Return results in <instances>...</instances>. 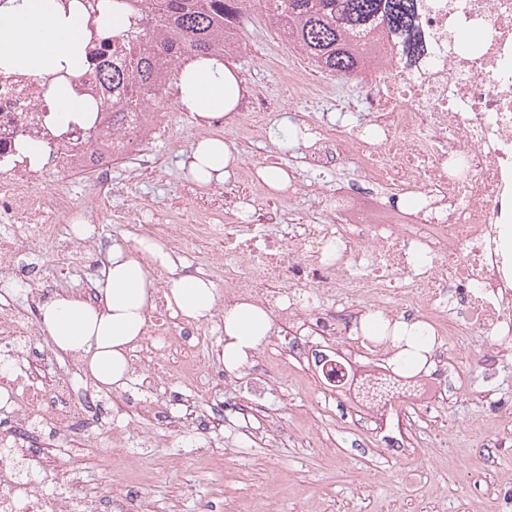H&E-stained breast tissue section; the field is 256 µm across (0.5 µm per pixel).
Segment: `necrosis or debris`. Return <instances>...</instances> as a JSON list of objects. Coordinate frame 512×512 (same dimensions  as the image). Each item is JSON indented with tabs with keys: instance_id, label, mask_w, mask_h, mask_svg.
Masks as SVG:
<instances>
[{
	"instance_id": "obj_1",
	"label": "necrosis or debris",
	"mask_w": 512,
	"mask_h": 512,
	"mask_svg": "<svg viewBox=\"0 0 512 512\" xmlns=\"http://www.w3.org/2000/svg\"><path fill=\"white\" fill-rule=\"evenodd\" d=\"M420 28L433 61L372 66L363 75L372 112L361 133L340 130L309 148L313 161L347 159L370 185L408 195V224H307L284 239L261 224H141L137 231L177 255L192 239L212 242L209 258L223 266L235 298L270 305L289 286L313 285L308 311L325 341L343 342L349 332L336 306L375 304L433 327L438 362L449 347L476 342L493 369L512 339V0H422ZM50 82L0 70V265L13 261L21 237L55 253L64 280L86 268L96 238L67 233L75 204L54 172L95 173L103 190L94 205L111 216L114 158L152 141L167 119L130 86L126 104L136 119L113 139L112 95L93 68L73 88L94 104V127L59 129L47 120ZM26 138L47 144L43 164L19 154ZM417 223L431 224L435 236L414 231ZM166 307L157 296L129 356L128 386L148 413L160 390L182 400L207 374L200 348L210 324H174ZM36 330L33 316L0 303V512H62L59 497L45 489L52 478L44 460L26 446L35 426L66 438L94 409L72 380L46 388L41 357L18 348ZM175 349L185 354L177 368L168 359Z\"/></svg>"
}]
</instances>
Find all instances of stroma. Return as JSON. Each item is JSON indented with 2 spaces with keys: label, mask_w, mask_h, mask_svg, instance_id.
<instances>
[{
  "label": "stroma",
  "mask_w": 512,
  "mask_h": 512,
  "mask_svg": "<svg viewBox=\"0 0 512 512\" xmlns=\"http://www.w3.org/2000/svg\"><path fill=\"white\" fill-rule=\"evenodd\" d=\"M228 64L242 86L234 112L202 123L162 102L169 127L150 146L147 163H113V184L128 185L132 194L113 197L112 211L128 213L127 221H106L88 206L89 177L56 174L79 204L80 219L97 229V259H104L113 238L136 241V216L145 210L167 224L202 216L238 224L247 202L272 215L268 232L280 238L293 224L331 223L324 200L344 189L357 192L356 207L374 219L403 223L407 198L390 208L358 170L313 163L306 151L308 140L334 135L337 127L356 134L370 111L361 78L312 66L286 44L258 2ZM294 67L309 75L308 86L297 92L285 80ZM257 110V126H243L241 113ZM284 120L302 128L304 142L286 146L275 137ZM210 136L233 143L240 163L224 185L201 187L186 177L181 162ZM264 165L286 169L301 194L292 199L287 191L268 189L254 196L256 170ZM56 265L48 252L30 264L21 245L14 263L0 266V283L18 276L41 283L53 278ZM311 322L304 310L289 324L273 319L269 336L229 387L219 377L222 329L213 322L214 339L203 356L214 374L190 407L145 415L121 395H102L104 418L114 419L117 432L135 446L105 453L94 428H85L66 445L70 463L58 467L54 492L73 500L133 501L150 512H264L270 505L277 512H512V416L489 412L494 403L512 402L511 372L491 374L475 348L461 354L465 379L443 368L446 390L399 395L391 408L370 413L353 394H332L310 354L288 342L296 333L318 344Z\"/></svg>",
  "instance_id": "stroma-1"
}]
</instances>
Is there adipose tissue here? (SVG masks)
<instances>
[{
  "label": "adipose tissue",
  "instance_id": "obj_1",
  "mask_svg": "<svg viewBox=\"0 0 512 512\" xmlns=\"http://www.w3.org/2000/svg\"><path fill=\"white\" fill-rule=\"evenodd\" d=\"M87 18L78 10L63 11L57 0H0V69L35 77L86 65L82 50ZM241 91L240 79L223 60L185 58L179 69L175 100L180 111L211 119L233 111ZM50 118L66 124L82 121L92 105L70 84L51 83ZM239 155L220 137L200 140L183 161L186 175L209 187L224 184L235 172ZM139 252L131 254L125 239L113 240L96 281L99 304L72 294L60 295L40 309L42 326L55 345L82 354L94 380L105 388L125 384L129 377L128 353L143 333L146 312L152 306L149 271L142 255H149L171 274L168 302L174 315L189 321L210 318L217 288L208 279L186 273L181 257L162 244L143 237ZM224 367H245L269 336V312L251 302L228 305L222 317ZM392 362L396 368L418 371L429 366L434 346L431 331L417 321L393 324Z\"/></svg>",
  "mask_w": 512,
  "mask_h": 512
}]
</instances>
